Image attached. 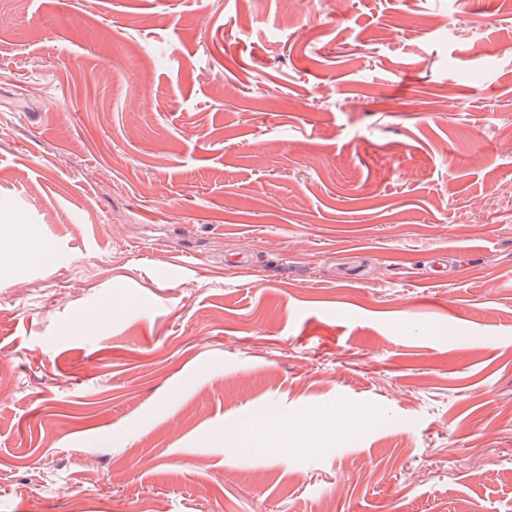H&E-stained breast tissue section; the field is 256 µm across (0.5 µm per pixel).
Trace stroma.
I'll return each instance as SVG.
<instances>
[{"label": "stroma", "mask_w": 512, "mask_h": 512, "mask_svg": "<svg viewBox=\"0 0 512 512\" xmlns=\"http://www.w3.org/2000/svg\"><path fill=\"white\" fill-rule=\"evenodd\" d=\"M0 219V512H512V0H0ZM37 229L29 224H9L0 221V244H6L9 259L14 263L46 265L55 256L44 244H39Z\"/></svg>", "instance_id": "obj_1"}]
</instances>
